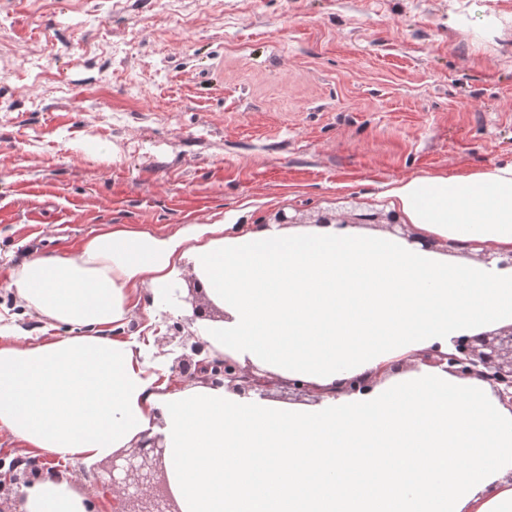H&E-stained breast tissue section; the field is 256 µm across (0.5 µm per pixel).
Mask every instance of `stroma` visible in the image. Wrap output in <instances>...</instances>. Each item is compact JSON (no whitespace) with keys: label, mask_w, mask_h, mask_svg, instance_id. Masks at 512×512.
Here are the masks:
<instances>
[{"label":"stroma","mask_w":512,"mask_h":512,"mask_svg":"<svg viewBox=\"0 0 512 512\" xmlns=\"http://www.w3.org/2000/svg\"><path fill=\"white\" fill-rule=\"evenodd\" d=\"M512 161V0H0V326L33 253L109 224L389 212L399 179ZM119 338L168 374L174 319Z\"/></svg>","instance_id":"stroma-1"}]
</instances>
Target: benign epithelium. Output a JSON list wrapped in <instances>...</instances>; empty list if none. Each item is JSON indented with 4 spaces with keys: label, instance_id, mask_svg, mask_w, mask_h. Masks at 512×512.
I'll use <instances>...</instances> for the list:
<instances>
[{
    "label": "benign epithelium",
    "instance_id": "1",
    "mask_svg": "<svg viewBox=\"0 0 512 512\" xmlns=\"http://www.w3.org/2000/svg\"><path fill=\"white\" fill-rule=\"evenodd\" d=\"M386 219V228L395 231L405 228L397 224V215L390 212L382 215L356 213L349 217H337L331 213L320 215L316 223L349 224L381 223ZM191 354L177 356L170 371L184 383L205 381L223 384L239 393L254 392L262 397L276 385L266 375H259L241 368L229 357H213L206 351V343L195 341L189 345ZM423 361L443 371L461 376H474L496 391L503 402L512 404V326L496 329L475 336H461L453 341V349L441 352L430 350ZM371 376L365 375L344 383L342 390L367 392L373 387ZM166 449L159 445L156 437H145L135 448L112 455V464L107 476H98L96 481L104 492L112 494L113 512H179L164 475Z\"/></svg>",
    "mask_w": 512,
    "mask_h": 512
}]
</instances>
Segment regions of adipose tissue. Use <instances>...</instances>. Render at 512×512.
<instances>
[{
    "label": "adipose tissue",
    "instance_id": "ef3b65f1",
    "mask_svg": "<svg viewBox=\"0 0 512 512\" xmlns=\"http://www.w3.org/2000/svg\"><path fill=\"white\" fill-rule=\"evenodd\" d=\"M387 196L410 231L113 225L75 256L32 255L9 288L48 335L0 342V432L86 467L160 437L181 512H512V408L485 381L421 360L512 325V271L479 258L512 251V163L413 176ZM186 272L222 313L194 331L242 367L307 385L312 401L174 388L140 344L112 337L139 290L175 311ZM366 373L378 376L368 393L336 392ZM94 509L64 472L21 504Z\"/></svg>",
    "mask_w": 512,
    "mask_h": 512
}]
</instances>
